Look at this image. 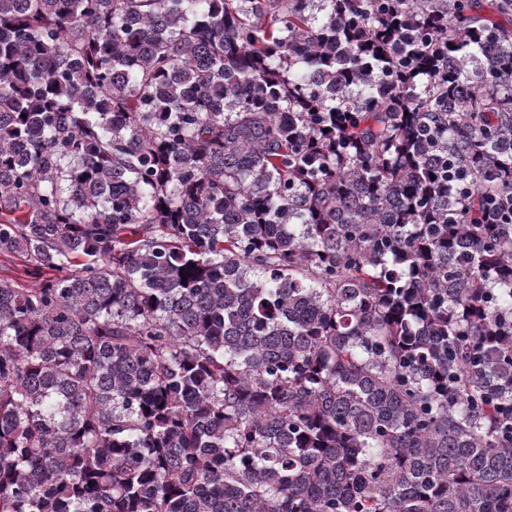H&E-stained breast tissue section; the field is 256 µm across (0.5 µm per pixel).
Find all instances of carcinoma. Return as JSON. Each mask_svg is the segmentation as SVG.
I'll return each instance as SVG.
<instances>
[{
    "label": "carcinoma",
    "instance_id": "carcinoma-1",
    "mask_svg": "<svg viewBox=\"0 0 512 512\" xmlns=\"http://www.w3.org/2000/svg\"><path fill=\"white\" fill-rule=\"evenodd\" d=\"M0 255V512H512V0H0Z\"/></svg>",
    "mask_w": 512,
    "mask_h": 512
}]
</instances>
